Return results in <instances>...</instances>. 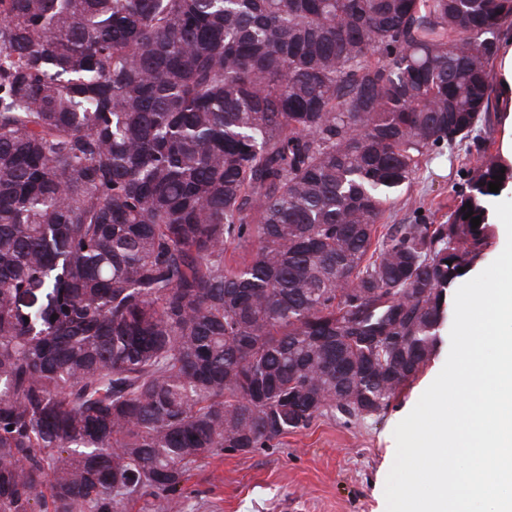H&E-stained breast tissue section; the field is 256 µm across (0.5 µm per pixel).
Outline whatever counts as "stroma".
I'll list each match as a JSON object with an SVG mask.
<instances>
[{
  "instance_id": "obj_1",
  "label": "stroma",
  "mask_w": 512,
  "mask_h": 512,
  "mask_svg": "<svg viewBox=\"0 0 512 512\" xmlns=\"http://www.w3.org/2000/svg\"><path fill=\"white\" fill-rule=\"evenodd\" d=\"M464 149L432 155L408 193L434 217L463 179ZM450 348L442 341L423 370L380 415L364 420L315 418L247 454L227 451L195 468L185 484L188 512H386L385 482L393 465V430L441 371Z\"/></svg>"
}]
</instances>
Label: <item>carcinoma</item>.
Instances as JSON below:
<instances>
[{
  "mask_svg": "<svg viewBox=\"0 0 512 512\" xmlns=\"http://www.w3.org/2000/svg\"><path fill=\"white\" fill-rule=\"evenodd\" d=\"M511 22L512 0H0V512H186L197 463L383 412L512 165L478 142L447 221L385 215L490 123Z\"/></svg>",
  "mask_w": 512,
  "mask_h": 512,
  "instance_id": "obj_1",
  "label": "carcinoma"
}]
</instances>
